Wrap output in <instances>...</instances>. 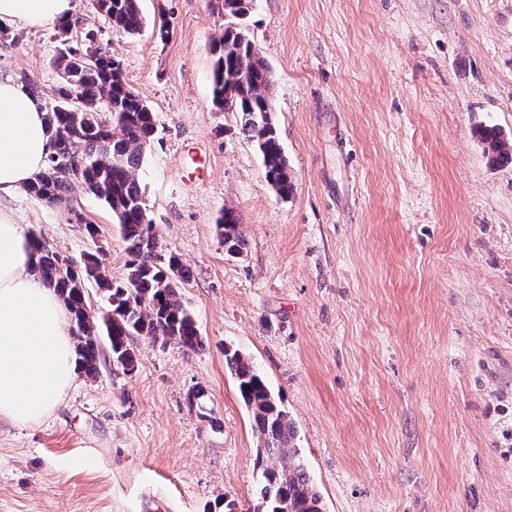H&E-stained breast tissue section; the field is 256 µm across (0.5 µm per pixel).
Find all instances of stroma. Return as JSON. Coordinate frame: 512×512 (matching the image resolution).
Listing matches in <instances>:
<instances>
[{
    "mask_svg": "<svg viewBox=\"0 0 512 512\" xmlns=\"http://www.w3.org/2000/svg\"><path fill=\"white\" fill-rule=\"evenodd\" d=\"M76 4L154 113L137 176L189 268L179 299L202 344L132 337L127 374L101 340L95 376L76 372L47 418L0 421V512H247L257 439L228 349L280 396L323 512H512V164L477 136L512 134V0H256L244 24L273 73L286 198L211 102L215 0H140L138 36ZM12 32L0 77L51 95L55 25ZM9 206L51 250H98L124 278L95 196ZM227 209L239 255L216 230ZM216 228L228 252L235 254L243 252L247 240L241 224H237L233 211L224 210V215L220 218L219 224H216Z\"/></svg>",
    "mask_w": 512,
    "mask_h": 512,
    "instance_id": "obj_1",
    "label": "stroma"
}]
</instances>
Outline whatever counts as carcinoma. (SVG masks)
<instances>
[{
  "label": "carcinoma",
  "instance_id": "1",
  "mask_svg": "<svg viewBox=\"0 0 512 512\" xmlns=\"http://www.w3.org/2000/svg\"><path fill=\"white\" fill-rule=\"evenodd\" d=\"M254 3L222 0L224 13L234 19L242 13L250 14ZM96 8L119 33L135 36L143 31L139 0H96ZM80 26L81 18L76 15L57 25L59 40L68 45L56 59L61 81L44 104L54 150L25 191L52 207L70 202L77 188L103 201L112 210L130 255L127 274L121 280L112 279L93 252L72 261L36 238L30 245L37 257L34 272L57 292L72 316L78 368L89 374L96 372L98 338L105 335L110 341L112 362L131 373L136 364L130 344L133 336L190 350L200 346L202 339L193 317L178 298L180 285L188 278V267L179 255L163 249L156 228L151 226L137 178L154 136L153 112L129 90L120 61L110 52L103 50L95 60L86 59L94 35L86 33L84 44L74 40ZM214 52V105L240 114L243 130L262 157L268 182L279 196H288L293 185L271 120L273 75L269 66L250 47L237 22L224 28ZM231 71L243 80L227 95L224 76ZM482 141L492 161L512 163V139L507 135L490 130ZM53 158L64 162L73 175L49 174ZM216 228L228 252H243L247 240L232 211H224ZM90 281L108 303V311L103 314H92L87 305L85 288ZM224 357L234 371L258 440L256 466L263 483L253 512H322L321 497L294 445V427L281 399L273 394L250 359L228 349Z\"/></svg>",
  "mask_w": 512,
  "mask_h": 512
}]
</instances>
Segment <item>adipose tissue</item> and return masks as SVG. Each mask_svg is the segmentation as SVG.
Listing matches in <instances>:
<instances>
[{"label": "adipose tissue", "instance_id": "adipose-tissue-1", "mask_svg": "<svg viewBox=\"0 0 512 512\" xmlns=\"http://www.w3.org/2000/svg\"><path fill=\"white\" fill-rule=\"evenodd\" d=\"M75 0H0V21L28 27L71 17ZM42 102L0 78V420L34 424L74 379L67 310L33 273L23 225L3 208L44 167L52 142Z\"/></svg>", "mask_w": 512, "mask_h": 512}]
</instances>
